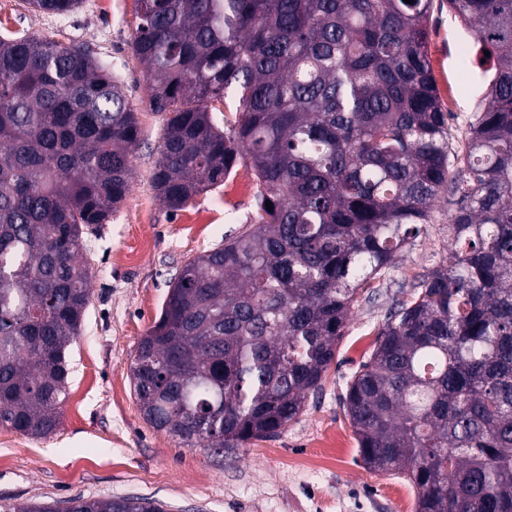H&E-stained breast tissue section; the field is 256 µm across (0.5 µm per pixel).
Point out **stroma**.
<instances>
[{
    "label": "stroma",
    "instance_id": "1",
    "mask_svg": "<svg viewBox=\"0 0 512 512\" xmlns=\"http://www.w3.org/2000/svg\"><path fill=\"white\" fill-rule=\"evenodd\" d=\"M138 22L137 0H82L64 15L0 0L1 30L84 43L107 60L142 129L130 193L107 223L84 235L91 302L70 348L60 426L44 438L0 426V505L138 496L162 502L167 512H415L416 491L402 474L362 465L342 399L393 301L409 299L415 278L447 261L446 199L385 276L372 281L371 300L355 305L322 390L279 437L216 452L184 447L143 420L130 380L137 343L158 319L182 265L250 229L257 180L241 162L181 209L159 202L151 173L163 117L144 100L145 70L131 49ZM472 49L448 0H433L428 56L440 99L452 106L448 124L457 145L487 94L481 70L462 62Z\"/></svg>",
    "mask_w": 512,
    "mask_h": 512
}]
</instances>
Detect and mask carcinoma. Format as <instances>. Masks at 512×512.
Returning a JSON list of instances; mask_svg holds the SVG:
<instances>
[{
    "instance_id": "obj_1",
    "label": "carcinoma",
    "mask_w": 512,
    "mask_h": 512,
    "mask_svg": "<svg viewBox=\"0 0 512 512\" xmlns=\"http://www.w3.org/2000/svg\"><path fill=\"white\" fill-rule=\"evenodd\" d=\"M23 2L62 15L81 0ZM138 2L133 54L165 114L158 198L180 209L242 159L258 185L251 229L186 261L138 342L145 422L191 448L280 434L363 286L448 191L450 261L391 308L343 406L363 465L404 474L417 512H512V0H448L488 78L458 152L428 58L432 0ZM230 93L226 133L211 104ZM139 138L107 62L0 37V426L59 427L90 302L83 230L126 198ZM0 512L164 509L125 496Z\"/></svg>"
}]
</instances>
